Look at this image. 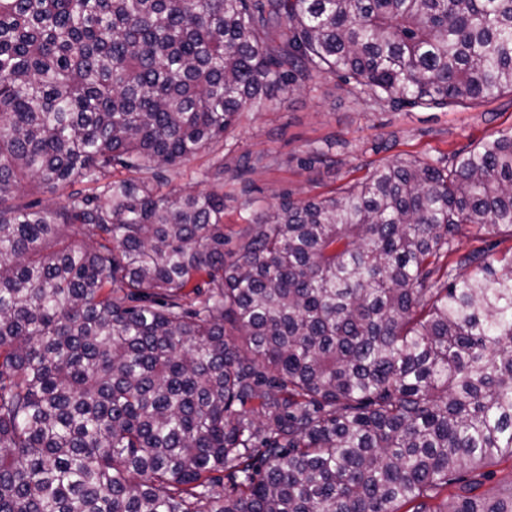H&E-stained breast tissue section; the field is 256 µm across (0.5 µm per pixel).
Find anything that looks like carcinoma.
I'll return each instance as SVG.
<instances>
[{
    "instance_id": "cac0c4a2",
    "label": "carcinoma",
    "mask_w": 512,
    "mask_h": 512,
    "mask_svg": "<svg viewBox=\"0 0 512 512\" xmlns=\"http://www.w3.org/2000/svg\"><path fill=\"white\" fill-rule=\"evenodd\" d=\"M329 73L512 95V0H0V512H512L463 477L512 461V256L448 261L512 237V132L283 195L229 253L221 186L168 189ZM491 243H498L497 247L492 251L497 258H501L504 254L510 255L512 239L506 233L476 235L475 230L466 231L465 234L457 239L456 246L461 254L481 247H487Z\"/></svg>"
}]
</instances>
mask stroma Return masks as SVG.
Listing matches in <instances>:
<instances>
[{"instance_id":"stroma-1","label":"stroma","mask_w":512,"mask_h":512,"mask_svg":"<svg viewBox=\"0 0 512 512\" xmlns=\"http://www.w3.org/2000/svg\"><path fill=\"white\" fill-rule=\"evenodd\" d=\"M512 131V97L471 108H394L352 95L338 77L320 78L316 90L282 92L265 107L241 114L223 144L185 161L172 176L175 190H202L215 157L224 159V233L236 250L245 220L288 193L300 201L338 189L405 154L450 159L452 153ZM331 147L334 165L309 163L312 151ZM256 161L243 169L245 158ZM257 198L243 209L246 197Z\"/></svg>"}]
</instances>
